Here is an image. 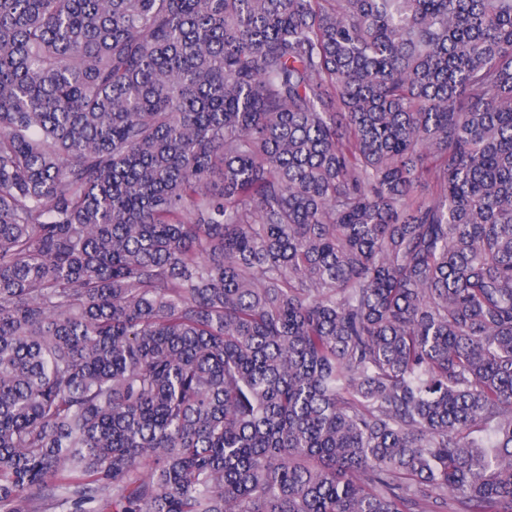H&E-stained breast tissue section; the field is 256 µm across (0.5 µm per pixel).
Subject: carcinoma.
Listing matches in <instances>:
<instances>
[{"label":"carcinoma","instance_id":"cac0c4a2","mask_svg":"<svg viewBox=\"0 0 512 512\" xmlns=\"http://www.w3.org/2000/svg\"><path fill=\"white\" fill-rule=\"evenodd\" d=\"M0 512H512V0H0Z\"/></svg>","mask_w":512,"mask_h":512}]
</instances>
